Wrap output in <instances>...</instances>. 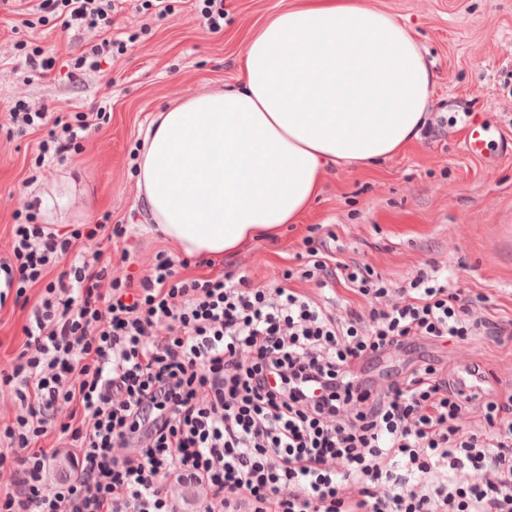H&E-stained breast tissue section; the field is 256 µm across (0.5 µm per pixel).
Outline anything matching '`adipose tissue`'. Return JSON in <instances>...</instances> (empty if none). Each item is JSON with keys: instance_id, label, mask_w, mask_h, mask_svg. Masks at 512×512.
<instances>
[{"instance_id": "obj_1", "label": "adipose tissue", "mask_w": 512, "mask_h": 512, "mask_svg": "<svg viewBox=\"0 0 512 512\" xmlns=\"http://www.w3.org/2000/svg\"><path fill=\"white\" fill-rule=\"evenodd\" d=\"M433 84L416 36L371 0H299L252 33L238 84L157 113L134 174L149 219L189 256L276 236L328 165L417 139Z\"/></svg>"}]
</instances>
